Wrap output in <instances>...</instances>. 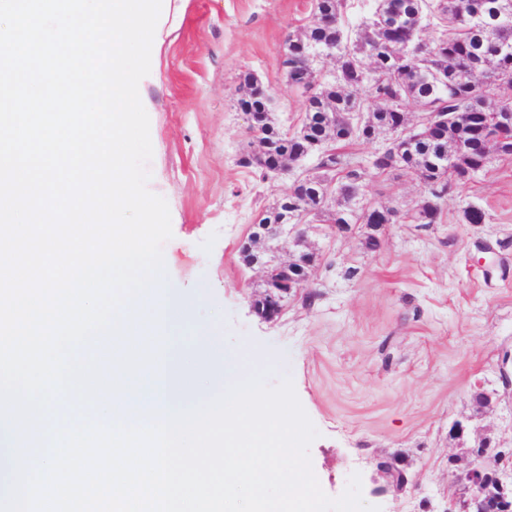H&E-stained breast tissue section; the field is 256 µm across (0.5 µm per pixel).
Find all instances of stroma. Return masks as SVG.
Wrapping results in <instances>:
<instances>
[{
	"label": "stroma",
	"instance_id": "stroma-1",
	"mask_svg": "<svg viewBox=\"0 0 512 512\" xmlns=\"http://www.w3.org/2000/svg\"><path fill=\"white\" fill-rule=\"evenodd\" d=\"M311 20L312 0H187L178 15L145 89L147 187L167 201L173 232L168 283L240 372L268 370L271 386L291 378L318 432L309 454L328 496L356 474L380 512H446L459 492L455 423L512 448V158L492 157L454 187L438 224L411 221L418 180L399 170L369 179L366 196L400 212L381 249L363 247L362 227L336 234L315 218L309 281L277 321L261 320L252 310L260 272L241 264L238 242L313 164L265 182L240 166L250 135L234 90L242 74L256 75L278 121L299 124L305 96L287 83L282 53ZM471 204L484 223L463 222ZM393 454L405 461L401 489L376 467Z\"/></svg>",
	"mask_w": 512,
	"mask_h": 512
}]
</instances>
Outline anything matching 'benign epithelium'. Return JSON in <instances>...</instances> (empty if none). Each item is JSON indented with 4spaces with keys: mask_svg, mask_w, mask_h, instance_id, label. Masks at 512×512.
<instances>
[{
    "mask_svg": "<svg viewBox=\"0 0 512 512\" xmlns=\"http://www.w3.org/2000/svg\"><path fill=\"white\" fill-rule=\"evenodd\" d=\"M336 58L333 52L321 51L312 44L302 56L303 70L296 75L290 84L300 88L311 83V78L322 79L321 71L315 68V62L322 57ZM247 128L256 133L264 128L274 131L271 124L272 115L269 112H256L250 105L241 107ZM331 124L337 125L339 138L345 139L358 128L362 134L377 137L380 129L375 127L372 116L363 112H345L329 114ZM512 127L511 112H490L486 114L483 123L484 133L488 144L501 139L504 126ZM448 126V113L423 112L418 121L412 123L408 113H399L397 125L392 129V135L387 140L391 163L396 168L407 170L401 164L406 158L414 155L416 147L422 141L432 137L436 131ZM315 189V184L308 180L297 179L290 190L278 201V207L270 220L252 225L248 237L240 245V257L243 264L249 268H258L261 272L260 299L255 302L254 310L261 318L273 321L283 311V302L288 293L302 287L309 278L310 270L317 261V252L305 245V232L297 224L295 206L309 190ZM293 239L295 250L285 261L276 260V254L281 250L282 242ZM494 458L495 463L512 462V448L508 451L496 447L485 448L480 445L463 449V455L458 457L462 464L459 479L464 484L463 492L451 499V509L448 512H512V483L503 481L499 471L486 460Z\"/></svg>",
    "mask_w": 512,
    "mask_h": 512,
    "instance_id": "1",
    "label": "benign epithelium"
}]
</instances>
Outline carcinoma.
Masks as SVG:
<instances>
[{"instance_id":"carcinoma-1","label":"carcinoma","mask_w":512,"mask_h":512,"mask_svg":"<svg viewBox=\"0 0 512 512\" xmlns=\"http://www.w3.org/2000/svg\"><path fill=\"white\" fill-rule=\"evenodd\" d=\"M497 0H374L361 33L351 42L343 18L344 0H318L316 16L307 32L317 44L330 47L340 62L333 81L315 84V96L305 111L318 115L334 106L336 112H363L372 102L384 122L413 101L426 112L448 113L444 143L427 141L420 153L448 169L467 168L480 173L487 155L479 133L481 112L512 113V98L497 90L498 75L512 71V24L496 19ZM445 35L444 47L432 53L423 49L421 35L430 27ZM277 155L257 168L261 178L282 157L293 164L308 155L305 136L293 132L277 137ZM313 177L344 186L336 205L321 206L331 224H354L340 216L364 190L368 178L391 172L386 148L356 160L339 150L327 155ZM453 180L442 188L424 185V195L412 215L415 224H436L442 218L436 203L448 195Z\"/></svg>"}]
</instances>
